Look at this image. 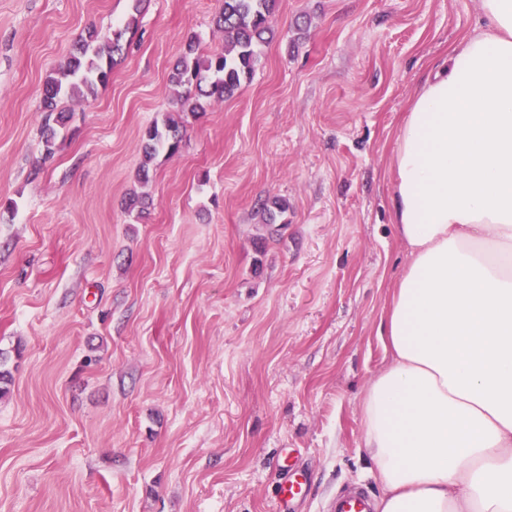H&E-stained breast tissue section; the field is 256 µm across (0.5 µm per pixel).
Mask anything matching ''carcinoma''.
<instances>
[{"mask_svg":"<svg viewBox=\"0 0 512 512\" xmlns=\"http://www.w3.org/2000/svg\"><path fill=\"white\" fill-rule=\"evenodd\" d=\"M277 0H224L215 26L224 33V49L211 55L199 53L195 36L186 39L177 64L171 71L170 83L178 89L180 111L198 114L213 104L230 98L242 82L252 79L260 61L262 47L271 33L269 17ZM122 33L105 37L95 28L79 37L65 66L50 74L45 83L43 104L47 112H57L55 122L63 126L70 119L65 111H56L61 98L79 100L84 94L108 84L115 57L124 54ZM181 118L169 114L162 123H153L142 135L143 160L139 180L146 183L158 153L162 149L174 153L181 142Z\"/></svg>","mask_w":512,"mask_h":512,"instance_id":"cac0c4a2","label":"carcinoma"}]
</instances>
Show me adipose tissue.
I'll use <instances>...</instances> for the list:
<instances>
[{"instance_id":"adipose-tissue-1","label":"adipose tissue","mask_w":512,"mask_h":512,"mask_svg":"<svg viewBox=\"0 0 512 512\" xmlns=\"http://www.w3.org/2000/svg\"><path fill=\"white\" fill-rule=\"evenodd\" d=\"M478 10L398 127L408 260L361 404L375 512H512V0Z\"/></svg>"}]
</instances>
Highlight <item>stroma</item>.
<instances>
[{
  "mask_svg": "<svg viewBox=\"0 0 512 512\" xmlns=\"http://www.w3.org/2000/svg\"><path fill=\"white\" fill-rule=\"evenodd\" d=\"M132 5L0 0V512H279L289 465L307 477L291 512L377 497L360 407L407 261L397 129L477 0H278L253 79L184 113L145 186L140 137L176 108L187 36L223 49L222 0H144L42 158L46 77Z\"/></svg>",
  "mask_w": 512,
  "mask_h": 512,
  "instance_id": "1",
  "label": "stroma"
}]
</instances>
